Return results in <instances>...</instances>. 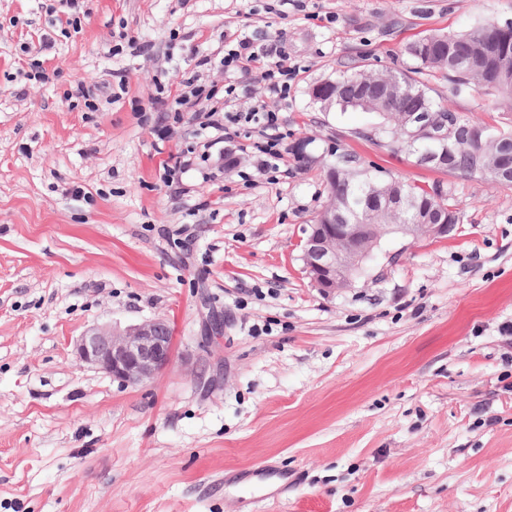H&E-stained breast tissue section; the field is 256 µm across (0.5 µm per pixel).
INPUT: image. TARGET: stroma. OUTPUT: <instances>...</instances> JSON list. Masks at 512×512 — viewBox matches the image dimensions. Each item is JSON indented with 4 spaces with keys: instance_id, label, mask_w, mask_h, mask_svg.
Masks as SVG:
<instances>
[{
    "instance_id": "stroma-1",
    "label": "stroma",
    "mask_w": 512,
    "mask_h": 512,
    "mask_svg": "<svg viewBox=\"0 0 512 512\" xmlns=\"http://www.w3.org/2000/svg\"><path fill=\"white\" fill-rule=\"evenodd\" d=\"M0 0V512H512V190L417 165L366 139L376 117L321 110L337 63L401 72L434 32L512 22V0ZM138 48L110 55L120 32ZM278 43L300 72L268 97L287 131L370 174L451 186L442 239L387 242L372 276L326 296L301 246L328 203L320 168H265L256 125L213 146L210 180L159 168L195 142L159 140L148 101L189 77L254 92L201 65L242 36ZM48 49H41V41ZM127 88L100 112L77 83ZM431 95L479 117L491 96ZM163 317L172 362L123 384L81 363L88 328ZM288 476L248 505L235 473Z\"/></svg>"
}]
</instances>
